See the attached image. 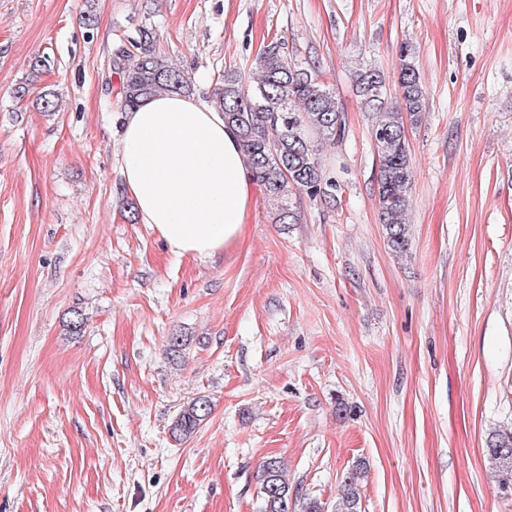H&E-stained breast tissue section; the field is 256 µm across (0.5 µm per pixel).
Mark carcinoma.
Returning <instances> with one entry per match:
<instances>
[{"label":"carcinoma","instance_id":"carcinoma-1","mask_svg":"<svg viewBox=\"0 0 512 512\" xmlns=\"http://www.w3.org/2000/svg\"><path fill=\"white\" fill-rule=\"evenodd\" d=\"M155 42L153 29L143 25L130 47L112 57L111 71L118 75L119 84L114 93L112 79H106L107 95H115L124 111L157 93H193L190 74L158 53ZM46 67V59L39 55L30 60V78L14 89L17 99L28 95L29 83ZM397 71L393 93L387 91L383 72L374 67L360 70L356 88L361 108L373 114L379 220L387 246L402 256L411 241L408 214L413 171L407 127L421 125L429 110L416 51L409 42L400 46ZM214 95L215 105L224 112V123L238 132L256 181L278 202L277 223L296 221L288 208V195L294 190L312 198L333 196L336 183L324 176L320 151L323 143L344 133L343 115L318 73L288 62L283 43L273 41L264 46L247 74L223 72L217 78ZM210 413L207 397L194 398L172 422V435L179 441L188 440ZM486 454L499 484L512 490V427L491 434ZM365 474L363 461L345 473L332 512H361ZM256 479L261 493L259 512H325L318 499L293 493L287 466L280 457H266Z\"/></svg>","mask_w":512,"mask_h":512}]
</instances>
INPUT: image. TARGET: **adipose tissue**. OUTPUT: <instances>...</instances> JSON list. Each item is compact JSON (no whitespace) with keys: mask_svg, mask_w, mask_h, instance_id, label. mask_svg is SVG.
<instances>
[{"mask_svg":"<svg viewBox=\"0 0 512 512\" xmlns=\"http://www.w3.org/2000/svg\"><path fill=\"white\" fill-rule=\"evenodd\" d=\"M123 189L141 223L177 255L236 247L255 203L256 182L222 111L180 94L126 112L118 145Z\"/></svg>","mask_w":512,"mask_h":512,"instance_id":"ef3b65f1","label":"adipose tissue"}]
</instances>
